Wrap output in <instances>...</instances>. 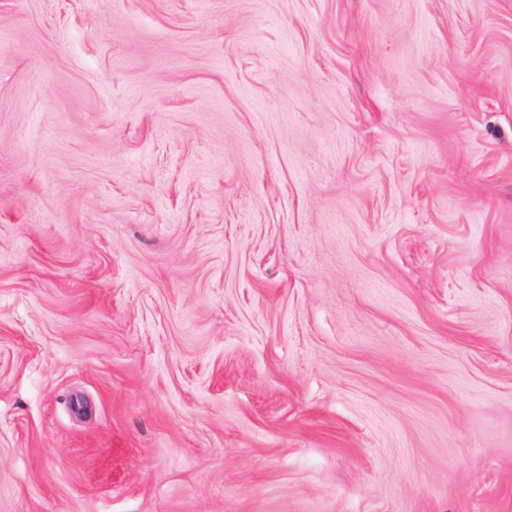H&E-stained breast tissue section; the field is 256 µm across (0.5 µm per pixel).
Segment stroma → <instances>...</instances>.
<instances>
[{
    "label": "stroma",
    "mask_w": 512,
    "mask_h": 512,
    "mask_svg": "<svg viewBox=\"0 0 512 512\" xmlns=\"http://www.w3.org/2000/svg\"><path fill=\"white\" fill-rule=\"evenodd\" d=\"M0 512H512V0H0Z\"/></svg>",
    "instance_id": "35a3bbf8"
}]
</instances>
